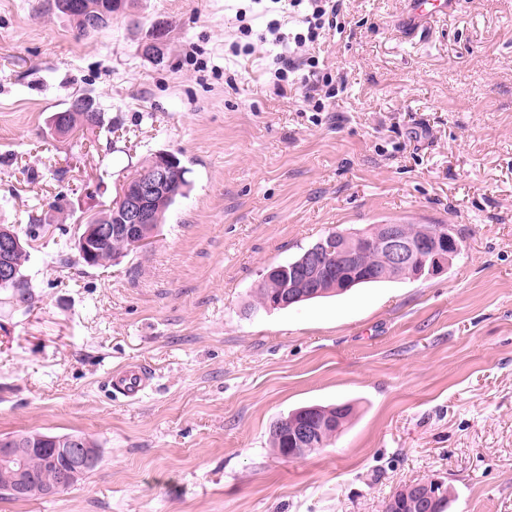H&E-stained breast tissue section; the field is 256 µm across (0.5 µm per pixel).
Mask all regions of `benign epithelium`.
Returning <instances> with one entry per match:
<instances>
[{
    "label": "benign epithelium",
    "mask_w": 512,
    "mask_h": 512,
    "mask_svg": "<svg viewBox=\"0 0 512 512\" xmlns=\"http://www.w3.org/2000/svg\"><path fill=\"white\" fill-rule=\"evenodd\" d=\"M109 19V13L103 9L91 12L82 16V30L100 27L109 23ZM85 110L86 103L82 98L73 99L68 111L59 114L56 133H65L68 113ZM175 166V157L166 155L147 173L124 181L109 207L113 215L86 226L81 235L80 254L90 253L93 245L114 236H122L134 246L146 245L151 237L144 231V226L153 223L154 207L171 195ZM13 240L11 235L0 237V283L3 284L16 281L17 271L8 259ZM452 248H457V244L448 240L447 232L441 227L412 237L406 235L398 224H379L370 234L357 237L333 232L311 247L302 260L274 268L266 278H288V287L279 291L275 301V306L287 307L300 299L293 287L295 276H301L302 284L310 289L319 287L323 279L330 277L328 257H336L337 264L345 270L336 277V287L348 288L352 276L366 275L363 260L368 252L379 255L383 260V267L372 271L373 276L383 277L390 270H403L419 278L426 273L437 274L448 267L449 250ZM317 433V427L308 420L295 426L290 435L288 458H300L319 451L324 442L317 439ZM21 452L20 448H0V469L7 472L9 490L18 498L26 497L31 491L30 477L18 465ZM56 453L68 460V468L62 471L57 482L42 487L41 494L45 498L54 497L73 486L100 461L99 449L82 438L68 439L65 447L56 449Z\"/></svg>",
    "instance_id": "obj_1"
}]
</instances>
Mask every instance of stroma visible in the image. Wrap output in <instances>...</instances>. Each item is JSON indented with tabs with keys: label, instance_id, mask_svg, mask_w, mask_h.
I'll return each mask as SVG.
<instances>
[{
	"label": "stroma",
	"instance_id": "stroma-1",
	"mask_svg": "<svg viewBox=\"0 0 512 512\" xmlns=\"http://www.w3.org/2000/svg\"><path fill=\"white\" fill-rule=\"evenodd\" d=\"M165 22L162 58L143 55ZM312 55L343 77L316 108L270 46L225 59L228 0H136L81 36L47 0H0V224L40 219L23 306L0 293V436L78 431L75 487L0 512H383L442 479L449 512H512V0H459L413 32L405 0H342ZM81 92L119 132L51 136ZM190 189L120 264H79L81 220L155 152ZM435 224L448 268L282 310L270 268L336 231ZM143 365L141 398L113 370ZM346 402L335 442L270 447L296 408ZM427 481L418 482L411 485H405L397 490L391 498L384 503L383 512H419L414 492L418 490L416 486H422Z\"/></svg>",
	"mask_w": 512,
	"mask_h": 512
}]
</instances>
